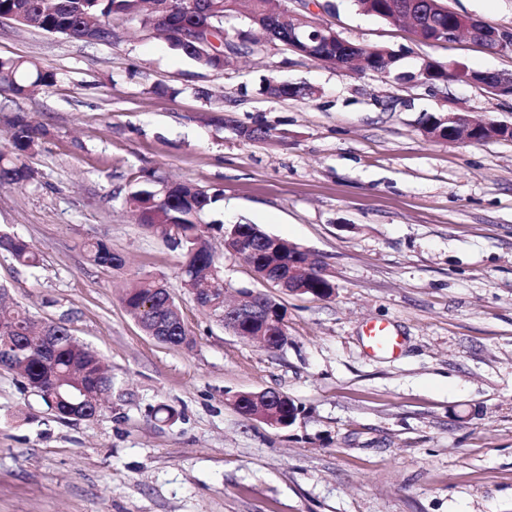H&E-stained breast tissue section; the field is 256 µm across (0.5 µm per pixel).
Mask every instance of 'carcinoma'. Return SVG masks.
<instances>
[{"label": "carcinoma", "instance_id": "1", "mask_svg": "<svg viewBox=\"0 0 512 512\" xmlns=\"http://www.w3.org/2000/svg\"><path fill=\"white\" fill-rule=\"evenodd\" d=\"M246 18L252 26L262 31L265 40H250L257 46L262 42L288 43L297 37L305 43L317 46L311 52L313 60L346 66L343 54L336 53V39L324 38L315 43L301 34L296 27L299 19H280L268 15L272 11L271 0H248ZM441 0H354L357 9L378 17L389 24L398 25L403 20L397 16L401 7H411L419 12L417 23L411 25L414 35L421 42L441 41L442 31L455 21L463 24L468 19H457L437 10ZM202 13L209 14L215 29L218 46L203 52L198 50L195 28ZM16 15L24 25L48 33L65 35L85 43L95 44L109 40L108 29L116 20H134L141 25L165 31L170 27L179 33L169 39L173 49L207 71H222L229 56L224 49L229 45V31L224 21L241 15L235 0H0V16ZM248 44V45H250ZM242 43L240 49L248 48ZM390 59L389 74L396 76L406 71L402 61L387 49L373 47L370 53L373 63L383 57ZM422 77L442 86L445 82H463L469 78L488 79L485 72H478L465 65L454 69L440 62H421L417 67ZM55 74L33 61L16 59L0 63V89L15 95L39 86H50ZM265 92L278 99L311 97L314 92L306 87L279 81H269ZM40 129L24 119L13 125L10 147L0 149V184L21 185L34 179L33 171L22 162V157L37 145ZM211 194L191 183L172 182L167 194L144 184L128 194L126 207L137 217L142 226L154 236L170 243L181 253L179 276L185 288L224 287V262L208 240V231L225 233L224 249L238 245L245 252L263 258V247L257 241L262 230L255 224H202L200 217L217 201ZM89 261L93 264L118 271L125 265L121 255L112 251L101 240L90 239L83 244ZM0 251H4L21 266L35 268L39 264L38 253L33 246L18 235L0 230ZM126 311L148 334L154 333V312L166 301V287L160 281L143 277L128 285L121 298ZM33 320L20 306H0V363L12 365L21 371L25 386L37 391L52 415L59 421L71 422L81 419L91 421L98 414L93 406L81 404L82 391L101 366V357L87 346H78L69 329L62 324L49 323L54 336V356L47 358L26 337Z\"/></svg>", "mask_w": 512, "mask_h": 512}]
</instances>
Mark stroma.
Returning <instances> with one entry per match:
<instances>
[{
    "instance_id": "35a3bbf8",
    "label": "stroma",
    "mask_w": 512,
    "mask_h": 512,
    "mask_svg": "<svg viewBox=\"0 0 512 512\" xmlns=\"http://www.w3.org/2000/svg\"><path fill=\"white\" fill-rule=\"evenodd\" d=\"M348 40L479 71L512 73V52L411 30L331 0ZM512 27V0H444ZM88 45L0 23V60L31 59L52 86L0 93L11 124L41 133L26 186L0 185V229L36 249L31 271L0 252V288L36 319L66 322L112 376L91 422L57 421L0 366V512H512V140L436 143L425 114L512 123V99L453 83L401 87L267 43L197 68L153 29L119 21ZM314 87L273 99L269 79ZM271 136L248 141L239 129ZM190 182L220 200L205 224H255L320 259L328 299L259 280L232 252L224 281L275 298L288 344L268 350L224 328L183 288L179 253L124 207L143 180ZM122 254V273L88 263L87 238ZM164 282L191 336L147 335L121 280ZM400 337L370 353L365 325ZM274 389L301 408L279 429L232 405ZM171 421L155 419L158 406Z\"/></svg>"
}]
</instances>
